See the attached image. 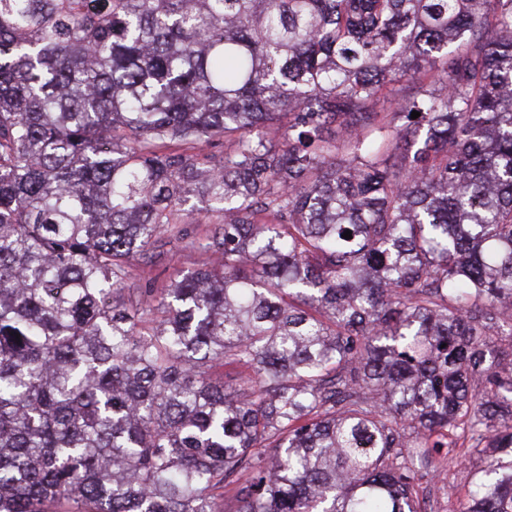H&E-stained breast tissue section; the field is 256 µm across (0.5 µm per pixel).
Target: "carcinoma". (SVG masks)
Listing matches in <instances>:
<instances>
[{
	"instance_id": "obj_1",
	"label": "carcinoma",
	"mask_w": 512,
	"mask_h": 512,
	"mask_svg": "<svg viewBox=\"0 0 512 512\" xmlns=\"http://www.w3.org/2000/svg\"><path fill=\"white\" fill-rule=\"evenodd\" d=\"M466 450L512 512V0H0V512H427ZM167 243L153 250L150 266L145 267L143 260L134 265V273L138 277L141 269L151 271L155 288H166L172 281L178 280L190 268L205 261V257L194 252L188 246V239H169Z\"/></svg>"
}]
</instances>
